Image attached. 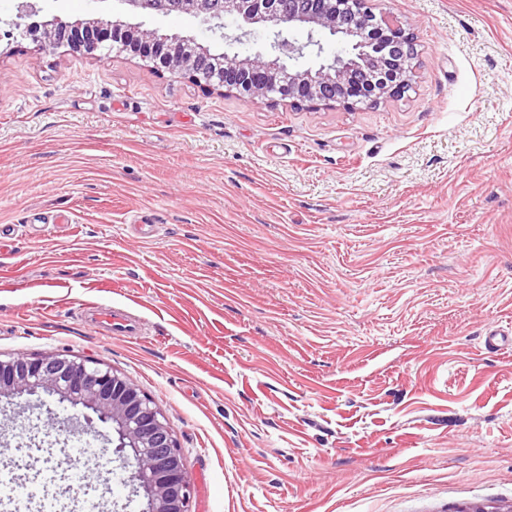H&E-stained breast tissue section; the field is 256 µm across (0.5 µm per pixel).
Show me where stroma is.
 <instances>
[{"label": "stroma", "mask_w": 512, "mask_h": 512, "mask_svg": "<svg viewBox=\"0 0 512 512\" xmlns=\"http://www.w3.org/2000/svg\"><path fill=\"white\" fill-rule=\"evenodd\" d=\"M0 0V358L59 352L164 413L192 512L512 505V0H369L410 29L403 96L247 103L121 48L40 54ZM38 20L117 0H37ZM132 22L222 49L186 15ZM125 309L101 336L86 307ZM83 408L0 400V470L92 439L103 512H140Z\"/></svg>", "instance_id": "obj_1"}]
</instances>
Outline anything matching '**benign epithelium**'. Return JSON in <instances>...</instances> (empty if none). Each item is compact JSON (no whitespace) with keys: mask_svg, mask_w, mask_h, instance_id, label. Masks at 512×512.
I'll list each match as a JSON object with an SVG mask.
<instances>
[{"mask_svg":"<svg viewBox=\"0 0 512 512\" xmlns=\"http://www.w3.org/2000/svg\"><path fill=\"white\" fill-rule=\"evenodd\" d=\"M130 11L140 14H167L165 0H121ZM271 0H180L178 11L203 21H216L223 28L224 16L233 15L246 28L273 30L270 50L242 56L226 50L217 53L192 36L162 33L133 24L122 14L110 19L91 18L75 22L52 19L43 28L29 30L36 51L49 53L64 45L88 56L101 50L103 35L111 32L133 48L140 57L165 70L188 78L208 91L239 90L245 102L257 99H288L309 106L341 103L351 109L365 94L357 72L366 59L362 31L373 26L392 49V58L374 57L379 69L400 64L413 45L412 33L377 18L374 13L350 0H288V17L268 8ZM306 34L301 42L290 37ZM318 35L336 37L347 45L345 54H336L316 67L303 68L297 60L304 50L323 45ZM219 56L224 60V81L202 82L198 63ZM54 397L63 406L81 405L91 410L99 422L112 424L117 434L115 453L130 468L126 482L143 492V512H192L194 485L188 476L180 449L162 411L129 379L109 369L91 366L60 353L35 357L0 359V398L13 400L39 392Z\"/></svg>","mask_w":512,"mask_h":512,"instance_id":"7a95c632","label":"benign epithelium"}]
</instances>
